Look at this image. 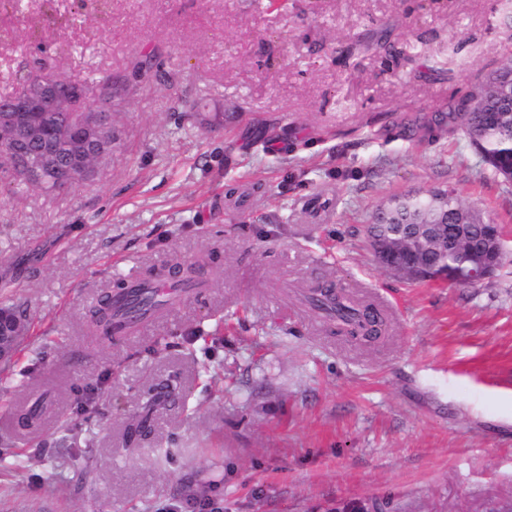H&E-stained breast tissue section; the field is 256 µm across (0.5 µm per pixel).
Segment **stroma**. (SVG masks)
<instances>
[{
  "mask_svg": "<svg viewBox=\"0 0 512 512\" xmlns=\"http://www.w3.org/2000/svg\"><path fill=\"white\" fill-rule=\"evenodd\" d=\"M151 49L161 77L118 107L93 180L0 194V283L28 319L0 362V512H512V182L449 117L512 59V0H21L0 95L21 64L81 78ZM448 188L502 225L503 269L460 287L383 268L375 209ZM204 254L207 288L86 340L117 279ZM322 278L386 336L314 317L295 291Z\"/></svg>",
  "mask_w": 512,
  "mask_h": 512,
  "instance_id": "stroma-1",
  "label": "stroma"
}]
</instances>
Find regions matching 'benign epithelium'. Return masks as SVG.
Listing matches in <instances>:
<instances>
[{"instance_id": "1", "label": "benign epithelium", "mask_w": 512, "mask_h": 512, "mask_svg": "<svg viewBox=\"0 0 512 512\" xmlns=\"http://www.w3.org/2000/svg\"><path fill=\"white\" fill-rule=\"evenodd\" d=\"M114 111V99L110 97L93 98L81 85L63 86L55 79H45L38 88L20 95L12 104L0 105V112L9 113L0 121V168H24L32 182L41 183L42 168L31 161L25 149V144L41 139V127L30 118L29 113L79 112L83 117L77 125L76 137L57 147L51 144L45 149V159L56 162L58 171L69 176L78 155L87 149L98 131L110 127V116ZM486 233L492 239L488 250L481 254L471 250L452 268L443 265L423 266L419 260V253L423 251L421 242L411 248L398 250L388 241L376 240L372 242V249L380 264L391 272L406 275L423 271L426 277L434 280L478 285L492 278L506 260L497 226L486 225ZM19 336L17 324L7 326L0 319V359L12 353Z\"/></svg>"}]
</instances>
